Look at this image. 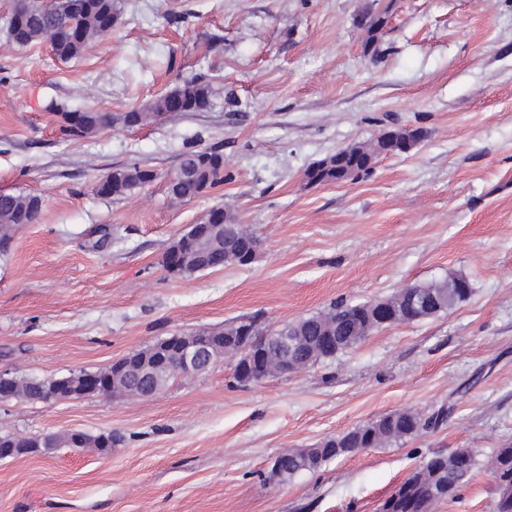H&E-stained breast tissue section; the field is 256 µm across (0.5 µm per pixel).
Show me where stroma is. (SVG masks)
<instances>
[{
	"mask_svg": "<svg viewBox=\"0 0 512 512\" xmlns=\"http://www.w3.org/2000/svg\"><path fill=\"white\" fill-rule=\"evenodd\" d=\"M111 34L70 61L8 36L0 0V192L36 194L37 220L0 256V373L96 371L174 333L240 320L278 326L337 298L383 300L467 276L452 310L246 385L222 359L149 397L0 401V432L118 436L110 454L45 448L0 461V512H378L423 458L512 444V0H115ZM390 6L378 56L359 22ZM185 78L202 112L86 137L61 112L118 116ZM420 128L369 176L311 184L307 167L386 127ZM224 182L173 201L190 150ZM153 170L99 195L112 168ZM221 206L254 261L185 277L168 246ZM450 409L438 430L337 457L287 482L275 456L402 410ZM479 470L432 512H494Z\"/></svg>",
	"mask_w": 512,
	"mask_h": 512,
	"instance_id": "obj_1",
	"label": "stroma"
}]
</instances>
